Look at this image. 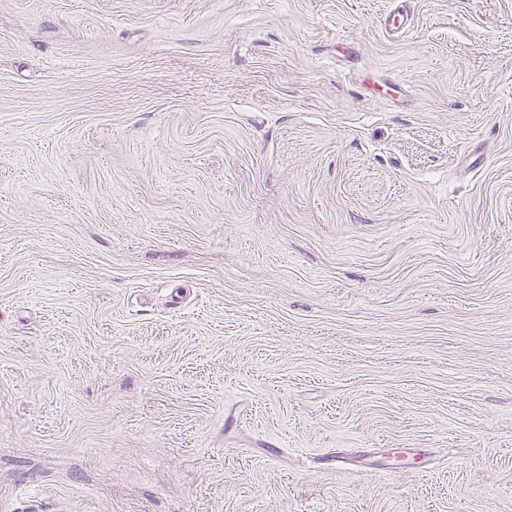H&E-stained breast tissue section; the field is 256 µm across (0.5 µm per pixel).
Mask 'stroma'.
<instances>
[{"instance_id":"35a3bbf8","label":"stroma","mask_w":512,"mask_h":512,"mask_svg":"<svg viewBox=\"0 0 512 512\" xmlns=\"http://www.w3.org/2000/svg\"><path fill=\"white\" fill-rule=\"evenodd\" d=\"M29 506L512 512V0H0Z\"/></svg>"}]
</instances>
